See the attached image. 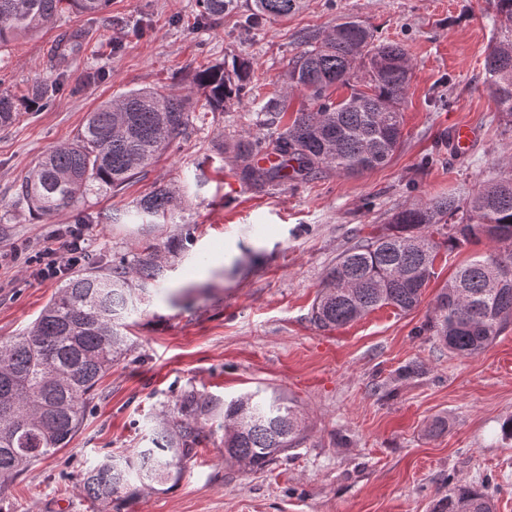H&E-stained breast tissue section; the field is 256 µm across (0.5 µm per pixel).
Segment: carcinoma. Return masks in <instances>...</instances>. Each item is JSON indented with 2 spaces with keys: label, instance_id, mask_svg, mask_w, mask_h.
Masks as SVG:
<instances>
[{
  "label": "carcinoma",
  "instance_id": "1",
  "mask_svg": "<svg viewBox=\"0 0 512 512\" xmlns=\"http://www.w3.org/2000/svg\"><path fill=\"white\" fill-rule=\"evenodd\" d=\"M110 0H0V46L22 33L52 25L63 9L94 15ZM235 0H200L203 18L221 17ZM497 22L484 59V82L497 110L512 118V0H490ZM303 0H250L248 21L286 19ZM83 31L73 29L57 44L56 63L81 49ZM252 65L233 61L195 74L204 102L199 115L187 99L133 89L101 103L76 138L42 155L16 186L17 199L38 215L73 206L90 193H114L137 179L173 141L182 139L210 112L239 102ZM413 76L406 49L378 40L373 29L350 16L327 34L305 37L292 58L286 82L304 92L306 104L288 119V95L256 116L272 129L228 139L235 175L260 191L286 181H309L322 170L360 174L387 162L403 139L401 104ZM365 89L355 88L358 80ZM340 86L349 96L334 100ZM51 90L27 100L0 92V125L21 109L47 103ZM282 163L263 167L257 157ZM202 181L168 183L106 217L108 224H179L161 241L146 234L124 252L100 258L66 280L34 323L18 336L0 339V491L40 460L67 447L82 427L90 396L112 362L129 351L127 319L140 312L142 295L159 288L171 268L168 257L186 256L192 241L186 202ZM482 238L492 246L476 254L442 286L418 334L436 337L449 351L476 356L512 320V175L482 184L465 199L436 196L396 211L382 232L359 238L326 272L311 308L322 330L355 322L393 307L407 313L421 302L435 275L441 249ZM214 398L193 391L181 396L172 419L151 428L147 448L107 456L84 476V491L108 509L132 481L162 484L180 473L206 438L215 417ZM224 456L264 468L304 441L295 405L274 395L246 393L224 403ZM448 512H493L492 495L459 485L448 493Z\"/></svg>",
  "mask_w": 512,
  "mask_h": 512
}]
</instances>
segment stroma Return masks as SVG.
<instances>
[{"mask_svg":"<svg viewBox=\"0 0 512 512\" xmlns=\"http://www.w3.org/2000/svg\"><path fill=\"white\" fill-rule=\"evenodd\" d=\"M247 3L204 20L197 0H110L98 14L63 13L0 47V91L55 88L45 106L0 126V248L19 253L0 268V338L30 326L59 287L27 262L54 225L86 221L91 256L109 257L132 247L138 227L93 216L127 208L160 182L198 172L205 180L187 211L193 251L142 305L128 330L131 353L101 380L69 446L0 492V512H100L83 491L85 472L107 454L143 447L149 422L188 390L224 401L280 393L297 405L308 438L256 469L225 458L224 431L215 429L180 474L124 488L108 512H445L453 484L491 488L494 512H512V438L501 432L512 419V324L475 357L417 332L444 282L489 242L441 251L412 312L383 307L326 331L310 320L327 269L356 238L385 227L403 205L467 196L512 158V124L484 85L488 0H306L302 12L255 28L243 24ZM344 15L409 54L401 148L357 177L326 170L274 191L239 187L225 210L236 177L220 144L244 128L266 135L245 119L258 99L285 93L290 111L302 106L303 95L287 90L288 63L306 36ZM73 28L84 30L85 46L61 71L46 48ZM232 58L253 65L242 105L208 114L124 190L43 217L17 202L16 183L101 102L139 88L200 99L194 73ZM461 125L477 136L458 155L447 139ZM407 365L414 374L400 376ZM438 419L446 428L435 434Z\"/></svg>","mask_w":512,"mask_h":512,"instance_id":"35a3bbf8","label":"stroma"}]
</instances>
